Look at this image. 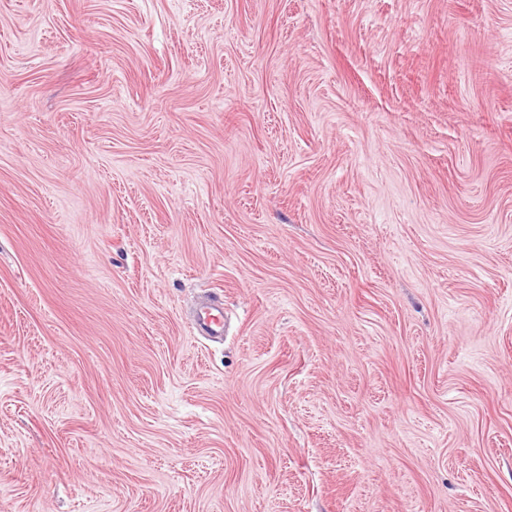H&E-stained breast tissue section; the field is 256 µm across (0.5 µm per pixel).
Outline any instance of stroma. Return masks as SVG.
<instances>
[{"instance_id": "stroma-1", "label": "stroma", "mask_w": 512, "mask_h": 512, "mask_svg": "<svg viewBox=\"0 0 512 512\" xmlns=\"http://www.w3.org/2000/svg\"><path fill=\"white\" fill-rule=\"evenodd\" d=\"M0 512H512V0H0Z\"/></svg>"}]
</instances>
